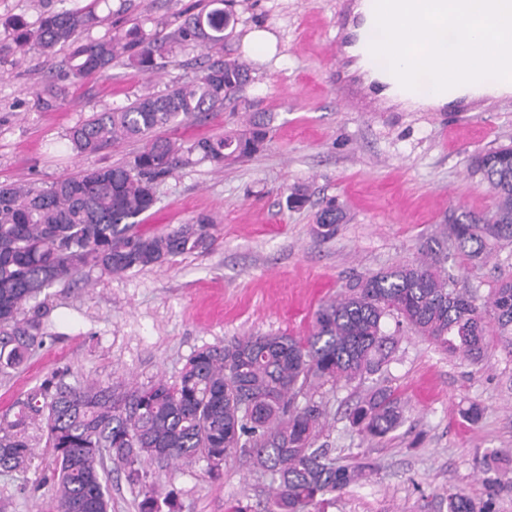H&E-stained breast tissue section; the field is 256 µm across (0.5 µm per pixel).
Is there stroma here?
Returning a JSON list of instances; mask_svg holds the SVG:
<instances>
[{
	"label": "stroma",
	"instance_id": "1",
	"mask_svg": "<svg viewBox=\"0 0 512 512\" xmlns=\"http://www.w3.org/2000/svg\"><path fill=\"white\" fill-rule=\"evenodd\" d=\"M211 10V0H101L112 23L142 20L145 29L173 33L190 4ZM69 0H0V44L10 23L35 24L45 10ZM340 0H237V24L224 54L250 64L251 83L203 121L172 129L194 141L241 128L247 113L272 115L263 152L217 169L207 163L182 168L158 182L157 201L142 215L144 231L169 230L200 214L211 215L217 242L210 253L182 255L163 266L121 275L97 271L47 290L42 346L8 375H0V419L42 380L67 370L73 386L175 382L188 358L205 346L244 334L306 335L323 301L361 275L418 258L440 236L448 211L483 213L495 197L472 158L512 142V97L474 112L446 109L354 112L336 96L332 66ZM276 40L275 54L248 47L252 31ZM206 51L173 48L155 71L129 61L71 86L57 110L36 105L41 84L59 75L64 52L0 57V182L49 185L93 166L124 161L138 150L124 142L82 157L66 131L92 113L123 107L144 92L163 93L200 76ZM307 184L313 203L288 208L294 185ZM336 198L346 220L335 236L317 239L314 205ZM455 288L486 300L499 277L512 276V252L487 262L449 251L444 263ZM401 339L386 384L405 402L400 427L370 438L354 427L349 409L364 393L358 384L322 387L326 408L317 443L345 462L371 465L368 480L337 494L327 512H440L446 494L493 500L494 512H512V490L491 495L487 461L499 451L512 479V355L488 334L485 358L471 364L415 335ZM477 405L481 416L464 414ZM35 454L23 471L0 474L6 512H53L51 487L20 494L52 458L39 428L29 431ZM179 512H230L234 505L263 512L268 477L229 459L220 474L206 463L161 472Z\"/></svg>",
	"mask_w": 512,
	"mask_h": 512
}]
</instances>
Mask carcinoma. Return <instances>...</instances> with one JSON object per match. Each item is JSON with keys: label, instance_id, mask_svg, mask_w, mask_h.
<instances>
[{"label": "carcinoma", "instance_id": "1", "mask_svg": "<svg viewBox=\"0 0 512 512\" xmlns=\"http://www.w3.org/2000/svg\"><path fill=\"white\" fill-rule=\"evenodd\" d=\"M217 2L207 13L186 15L165 36L148 33L135 21L91 38L90 30L102 20L93 9L79 7L42 13L33 31L17 26L9 51L24 56L65 48L64 77L71 82L119 59L151 70L172 43L203 44L212 54L195 81L95 112L68 131L70 148L79 156L124 141L144 142L129 160L88 167L42 189L0 184V374L23 363L43 341L45 313L38 305L27 306L53 285L86 271L119 275L160 267L175 256L213 248L215 223L209 215L161 234L140 231L138 217L156 203V181L182 166L221 167L265 147L269 127L263 112L252 113L243 130L187 146L153 136L159 128L217 111L249 81L246 66L223 54L235 18L222 4L233 0ZM68 93L69 85L50 80L37 104L54 110ZM474 173L493 191L495 209L449 214L442 239L480 261L501 243H512V146L479 156ZM344 218L336 201L326 202L317 212L314 235L333 236ZM449 282L434 259L361 276L347 292L319 306L308 336L249 334L203 347L172 384L74 387L60 370L18 405L13 418L0 421V472L29 462L34 448L28 429L38 421L55 469L19 492L50 484L55 512H110L107 459L138 488L140 512H173V492L150 467L203 459L218 473L232 457L270 476L266 512H325L329 496L362 481L369 467L343 463L328 449L314 447L324 409L310 397L300 404L298 397L328 383L348 385L387 371L398 339L383 329L386 318L474 364L483 361L493 323L512 354V278L501 280L483 304L467 291L449 288ZM404 414L394 391L379 386L358 399L349 418L367 435L382 438L401 425ZM448 512H494L493 498L478 506L455 493L448 496Z\"/></svg>", "mask_w": 512, "mask_h": 512}]
</instances>
